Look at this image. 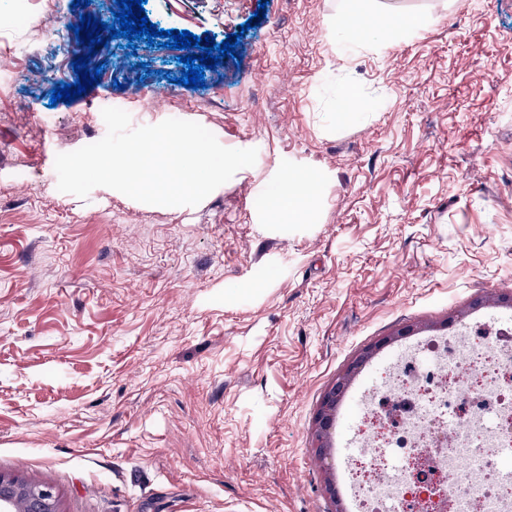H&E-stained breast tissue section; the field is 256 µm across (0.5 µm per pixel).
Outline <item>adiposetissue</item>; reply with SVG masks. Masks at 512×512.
Masks as SVG:
<instances>
[{
  "mask_svg": "<svg viewBox=\"0 0 512 512\" xmlns=\"http://www.w3.org/2000/svg\"><path fill=\"white\" fill-rule=\"evenodd\" d=\"M325 192V185L315 173H279L264 195L263 214L272 224L303 223Z\"/></svg>",
  "mask_w": 512,
  "mask_h": 512,
  "instance_id": "obj_1",
  "label": "adipose tissue"
}]
</instances>
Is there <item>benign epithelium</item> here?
<instances>
[{
  "label": "benign epithelium",
  "instance_id": "obj_1",
  "mask_svg": "<svg viewBox=\"0 0 512 512\" xmlns=\"http://www.w3.org/2000/svg\"><path fill=\"white\" fill-rule=\"evenodd\" d=\"M427 329L425 325H411L392 336L363 348L356 357L336 375L335 381L324 391L313 423V448L317 456L326 458L332 447L331 429L336 411L360 370L385 345L404 336H412ZM0 512H62L60 500L51 487L34 479L21 478L0 472Z\"/></svg>",
  "mask_w": 512,
  "mask_h": 512
}]
</instances>
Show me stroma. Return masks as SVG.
Returning <instances> with one entry per match:
<instances>
[{"mask_svg": "<svg viewBox=\"0 0 512 512\" xmlns=\"http://www.w3.org/2000/svg\"><path fill=\"white\" fill-rule=\"evenodd\" d=\"M347 3L145 0L157 28L239 34L202 95L177 84L178 50L122 37L90 55L73 0H26L0 39V471L52 487L63 512H333L325 471L344 492L359 399L421 339L363 367L321 462L313 418L336 374L410 325L512 317L472 306L512 294V0H362L358 43ZM85 54L99 83L51 103ZM326 72L335 88L312 94ZM156 89L133 126L194 121L255 165L180 210L60 192L56 155ZM288 169L327 192L309 223H265V185Z\"/></svg>", "mask_w": 512, "mask_h": 512, "instance_id": "stroma-1", "label": "stroma"}]
</instances>
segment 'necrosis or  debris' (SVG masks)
I'll list each match as a JSON object with an SVG mask.
<instances>
[{"label": "necrosis or debris", "mask_w": 512, "mask_h": 512, "mask_svg": "<svg viewBox=\"0 0 512 512\" xmlns=\"http://www.w3.org/2000/svg\"><path fill=\"white\" fill-rule=\"evenodd\" d=\"M355 512H512V327L400 354L365 398Z\"/></svg>", "instance_id": "4bbe7bcc"}]
</instances>
